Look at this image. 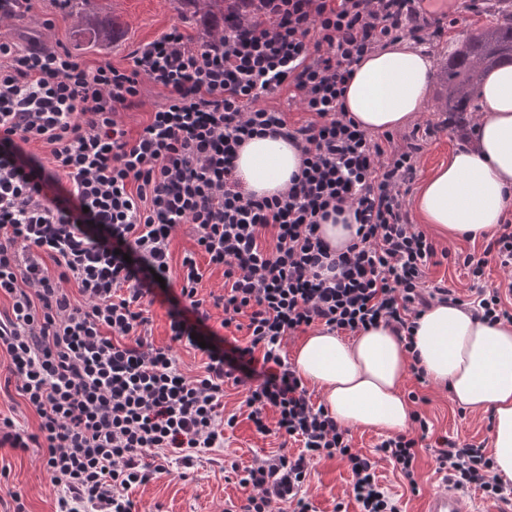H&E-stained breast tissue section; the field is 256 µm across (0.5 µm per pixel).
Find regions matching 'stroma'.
Wrapping results in <instances>:
<instances>
[{"label": "stroma", "instance_id": "1", "mask_svg": "<svg viewBox=\"0 0 512 512\" xmlns=\"http://www.w3.org/2000/svg\"><path fill=\"white\" fill-rule=\"evenodd\" d=\"M493 18V12L484 8L477 13H463L457 23L448 25L445 36L431 48L436 65L444 64L449 46L460 43L473 29ZM110 24L116 27L112 42L93 43L82 34L83 29ZM174 25L192 36L206 33L199 17L183 10L178 0H87L78 15L71 11L59 13L53 0H33V8L25 20H0V40L16 42L34 37L49 45L62 44L79 62L91 66L108 62L125 67L133 47L153 40ZM460 144V131L453 126L429 139L418 157V179H425L441 163L447 162L449 154ZM413 390L426 397L423 409L435 434L456 435L474 444L490 443L489 413H461L445 387L432 383L421 388L413 378H406L402 393ZM242 399L241 390L226 386L224 411L237 414L238 423L234 429L225 431L223 450L200 454L187 479L164 476L136 487L133 497L141 512H224L230 504L245 501L248 491L239 485L236 477L225 475L224 457L247 465L253 459L275 453L280 441L275 436L255 432L240 408ZM0 467L7 470L8 485L22 492L28 512H54L55 493L36 451L24 453L2 448ZM417 471L419 490L414 493L389 461L377 463L379 481L393 496L400 512H421L427 497L444 485L441 475L435 471L431 451L420 450ZM351 480L344 462L317 460L312 464L304 490L317 512H359L349 495Z\"/></svg>", "mask_w": 512, "mask_h": 512}]
</instances>
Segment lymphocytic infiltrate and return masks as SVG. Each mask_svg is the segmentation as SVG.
Instances as JSON below:
<instances>
[{
    "mask_svg": "<svg viewBox=\"0 0 512 512\" xmlns=\"http://www.w3.org/2000/svg\"><path fill=\"white\" fill-rule=\"evenodd\" d=\"M259 0L226 15L224 31L191 38L171 27L132 48L131 67H90L63 45L0 41V354L39 418L36 432L0 417V447L37 449L56 512H139L133 488L224 445L236 415L224 385L243 387L256 432L298 442L230 470L250 493L240 512H316L303 485L313 460L338 458L352 474L360 512H397L376 476L388 459L417 488L419 448L433 440L436 470L460 489L499 498L485 448L411 429L383 440L376 457L315 404L282 353L311 328L356 335L382 326L412 349L419 317L436 303L466 304L429 273L448 250L413 224L407 196L425 139L372 135L344 108L353 67L400 39L430 45L454 10L484 0ZM162 93L137 133L122 120L143 106L144 84ZM287 90L306 120L266 106ZM280 137L300 153L285 190L247 188L236 159L253 137ZM49 147L48 158L33 153ZM350 214L355 237L331 248L322 223ZM193 240L179 270L170 245ZM505 287L482 288L489 261ZM480 289L468 302L487 323L512 322V223L482 253L461 257ZM223 269L220 293L201 295L204 266ZM177 279L168 345L149 338L159 279ZM246 344L195 338L213 310ZM202 348L201 374L182 372L174 345Z\"/></svg>",
    "mask_w": 512,
    "mask_h": 512,
    "instance_id": "lymphocytic-infiltrate-1",
    "label": "lymphocytic infiltrate"
}]
</instances>
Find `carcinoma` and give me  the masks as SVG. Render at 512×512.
<instances>
[{
    "label": "carcinoma",
    "instance_id": "1",
    "mask_svg": "<svg viewBox=\"0 0 512 512\" xmlns=\"http://www.w3.org/2000/svg\"><path fill=\"white\" fill-rule=\"evenodd\" d=\"M189 10L220 22L241 0H180ZM504 21L471 32L449 55L437 73L438 108L462 124L474 120L477 99L486 74L512 63V0H496Z\"/></svg>",
    "mask_w": 512,
    "mask_h": 512
}]
</instances>
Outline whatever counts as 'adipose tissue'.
<instances>
[{
    "instance_id": "1",
    "label": "adipose tissue",
    "mask_w": 512,
    "mask_h": 512,
    "mask_svg": "<svg viewBox=\"0 0 512 512\" xmlns=\"http://www.w3.org/2000/svg\"><path fill=\"white\" fill-rule=\"evenodd\" d=\"M434 60L401 40L353 67L345 106L362 129L397 131L422 111ZM481 117L471 144L457 148L428 175L416 198L424 223L454 238L493 233L512 208V65L490 71L481 93ZM297 149L280 138L257 137L239 152L237 168L250 189H285L298 170ZM429 380L447 386L453 401L471 411H491L495 470L512 481V323L490 325L471 311L437 304L414 332ZM293 365L321 389L331 416L347 428L404 430L410 407L400 392L406 353L384 327L345 339L316 332L297 348Z\"/></svg>"
}]
</instances>
